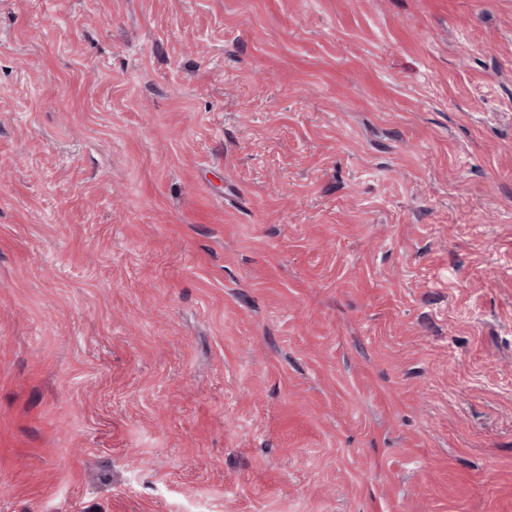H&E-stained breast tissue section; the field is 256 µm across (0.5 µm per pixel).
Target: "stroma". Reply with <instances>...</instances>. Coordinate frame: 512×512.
Listing matches in <instances>:
<instances>
[{
	"label": "stroma",
	"mask_w": 512,
	"mask_h": 512,
	"mask_svg": "<svg viewBox=\"0 0 512 512\" xmlns=\"http://www.w3.org/2000/svg\"><path fill=\"white\" fill-rule=\"evenodd\" d=\"M512 512V0H0V512Z\"/></svg>",
	"instance_id": "stroma-1"
}]
</instances>
